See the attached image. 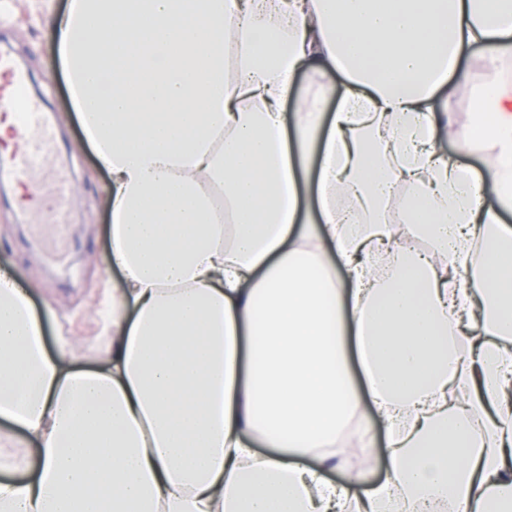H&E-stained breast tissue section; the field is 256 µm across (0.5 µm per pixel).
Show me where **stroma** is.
<instances>
[{"mask_svg": "<svg viewBox=\"0 0 512 512\" xmlns=\"http://www.w3.org/2000/svg\"><path fill=\"white\" fill-rule=\"evenodd\" d=\"M70 0H0V42L19 57L35 93L45 102L60 136L54 158L72 182L68 200L71 223L60 243H52V225L25 231L20 214L33 195L16 187L0 190V268L11 270L28 290L43 318L49 351L66 345L78 366L108 364L99 308L121 273L110 262L111 224L106 191L111 176L97 164L77 113L68 79L55 50L51 21L66 12Z\"/></svg>", "mask_w": 512, "mask_h": 512, "instance_id": "stroma-1", "label": "stroma"}]
</instances>
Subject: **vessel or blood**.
<instances>
[{
    "label": "vessel or blood",
    "mask_w": 512,
    "mask_h": 512,
    "mask_svg": "<svg viewBox=\"0 0 512 512\" xmlns=\"http://www.w3.org/2000/svg\"><path fill=\"white\" fill-rule=\"evenodd\" d=\"M0 75L9 79L0 87V108L19 107V126L22 142L14 156L9 172L12 179L20 180L31 174H39L41 194L44 200L43 212L49 215L57 234H65L70 214L65 201L70 193L67 174L51 166L49 159L55 152V129L47 113L33 99L20 98L19 90L26 82L25 74L18 68L14 57L0 50Z\"/></svg>",
    "instance_id": "obj_1"
}]
</instances>
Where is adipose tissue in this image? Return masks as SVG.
Segmentation results:
<instances>
[{"instance_id": "obj_1", "label": "adipose tissue", "mask_w": 512, "mask_h": 512, "mask_svg": "<svg viewBox=\"0 0 512 512\" xmlns=\"http://www.w3.org/2000/svg\"><path fill=\"white\" fill-rule=\"evenodd\" d=\"M53 30L123 279L83 370L0 274V418L39 455L0 512H512V0H72ZM371 412L378 481L343 437ZM450 112L453 113V119L458 125H465L469 122L474 103L469 94L464 90L457 91L449 103ZM369 436L372 441L371 448H369L367 454L372 460L370 475L373 479H378L381 478L384 473L386 435L381 425L373 423L370 427Z\"/></svg>"}]
</instances>
